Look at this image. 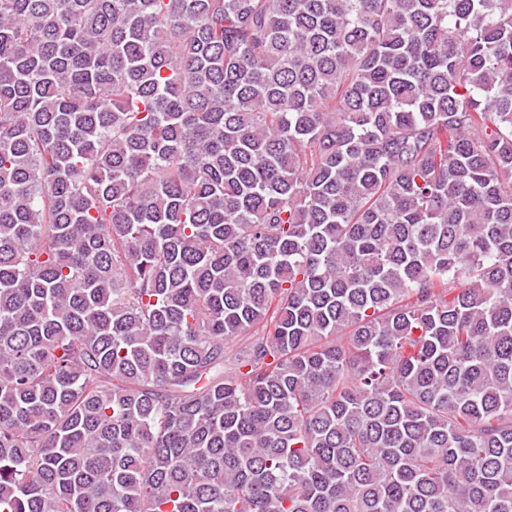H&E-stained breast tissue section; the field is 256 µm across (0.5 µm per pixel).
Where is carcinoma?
Instances as JSON below:
<instances>
[{
    "label": "carcinoma",
    "instance_id": "cac0c4a2",
    "mask_svg": "<svg viewBox=\"0 0 512 512\" xmlns=\"http://www.w3.org/2000/svg\"><path fill=\"white\" fill-rule=\"evenodd\" d=\"M0 512H512V0H0Z\"/></svg>",
    "mask_w": 512,
    "mask_h": 512
}]
</instances>
